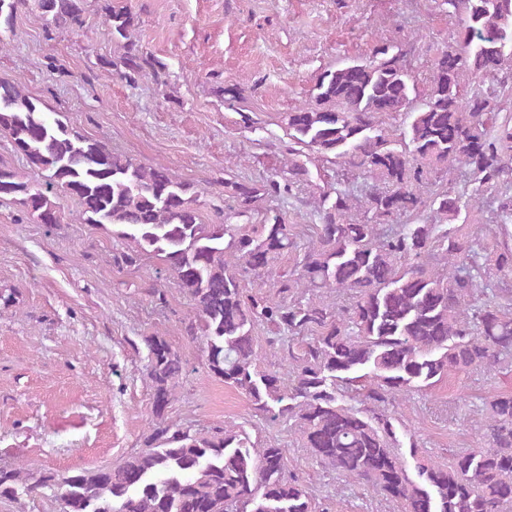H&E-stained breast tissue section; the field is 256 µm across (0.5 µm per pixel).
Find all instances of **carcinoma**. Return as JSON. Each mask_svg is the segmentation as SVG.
<instances>
[{
	"label": "carcinoma",
	"instance_id": "1",
	"mask_svg": "<svg viewBox=\"0 0 512 512\" xmlns=\"http://www.w3.org/2000/svg\"><path fill=\"white\" fill-rule=\"evenodd\" d=\"M25 2L0 0L4 25ZM35 2L48 25L85 26L81 0ZM442 5L460 16L459 29L433 59L421 107L411 109L407 53L386 43L369 60L324 71L315 104L284 117L288 159L261 182L224 179L217 224L202 222L192 184L113 153L0 80V136L43 178L34 183L0 165V200L53 227L63 193L78 201L83 223L110 226L125 242L115 264L162 261L193 302L186 333L199 341L208 372L244 394L256 414L294 421L323 468L400 512H512V391L482 402L481 446L455 450L446 463L424 456L393 410L453 375L512 369V289L490 284L512 280V234L481 256L452 226L469 204L465 194L451 186L421 193L454 165L480 187L512 189V122L497 108L512 95V0ZM105 23L122 53L101 58V68L132 81L147 66L155 76L165 69L129 41L128 11L108 12ZM406 111L399 135L382 127L383 117ZM312 155L375 184L358 195L345 177L321 190L315 239L297 269L279 272L298 248L286 215L275 211L260 224L232 219L312 184ZM423 207L434 221L380 230ZM266 274L275 295L248 290V276ZM333 290L349 303H328L324 293ZM260 325L289 371L261 365ZM304 334L309 341L294 346ZM144 342L157 418L144 448L67 475L0 467V500L40 491L59 497L64 512H314L304 481L286 473L285 449L253 442L233 425L193 433L166 424L183 361L162 336Z\"/></svg>",
	"mask_w": 512,
	"mask_h": 512
}]
</instances>
